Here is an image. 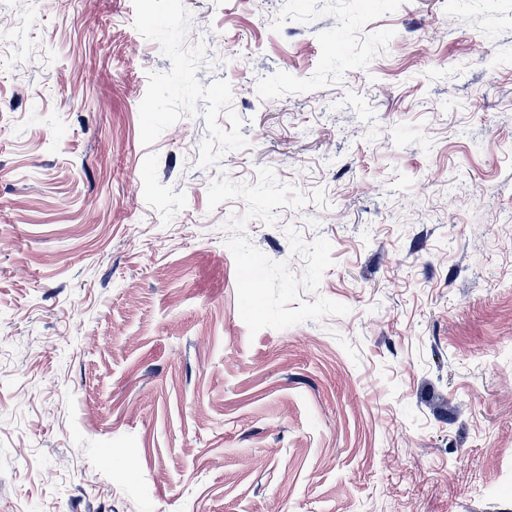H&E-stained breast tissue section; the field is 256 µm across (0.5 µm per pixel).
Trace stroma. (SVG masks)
<instances>
[{
    "label": "stroma",
    "mask_w": 512,
    "mask_h": 512,
    "mask_svg": "<svg viewBox=\"0 0 512 512\" xmlns=\"http://www.w3.org/2000/svg\"><path fill=\"white\" fill-rule=\"evenodd\" d=\"M0 512H512V0H0Z\"/></svg>",
    "instance_id": "1"
}]
</instances>
